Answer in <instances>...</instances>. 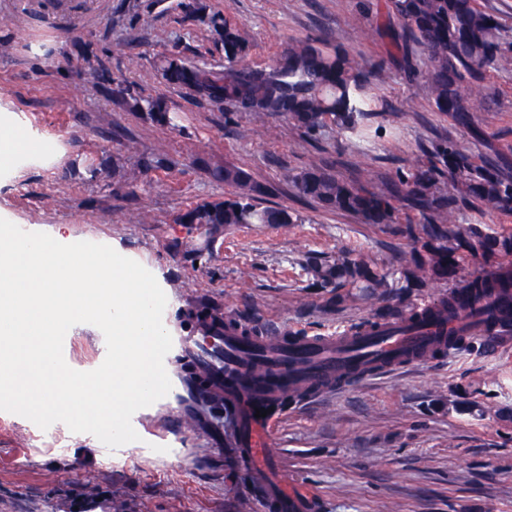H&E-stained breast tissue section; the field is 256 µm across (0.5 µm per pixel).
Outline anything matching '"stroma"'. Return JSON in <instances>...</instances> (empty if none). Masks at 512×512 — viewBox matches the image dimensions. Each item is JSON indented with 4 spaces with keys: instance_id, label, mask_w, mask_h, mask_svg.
Wrapping results in <instances>:
<instances>
[{
    "instance_id": "obj_1",
    "label": "stroma",
    "mask_w": 512,
    "mask_h": 512,
    "mask_svg": "<svg viewBox=\"0 0 512 512\" xmlns=\"http://www.w3.org/2000/svg\"><path fill=\"white\" fill-rule=\"evenodd\" d=\"M383 0H205L251 44L249 62H272L294 40L343 45L359 64H379L369 93L379 124L397 132L360 146L336 131L321 145L283 120L217 109L162 82L156 61L223 59L209 28L185 18L180 0H0V129L20 132L26 151L0 168V218L29 232L68 225L72 240L106 244L139 262L175 300L168 326L210 298L268 329L328 334L389 305L388 297L336 304L308 287L299 262L311 252L363 254L395 269L409 240L396 225L360 224L296 198L283 174L329 155L335 171L380 188L414 161L420 143L448 132L424 78H408L380 36ZM97 69L99 82L87 78ZM162 95L178 128L144 120L113 100L112 84ZM489 141L512 162V69L487 73L476 90ZM163 154L168 169L129 193L112 177L115 154ZM200 156L248 169L263 204L299 211L301 224L225 229L199 260L184 257L188 205L223 199L230 186L193 164ZM66 363L97 368L102 332L72 327ZM184 365L171 391L142 413V441L105 451L95 436L57 422L46 430L0 411V512H70L73 497L107 499V512H264L231 469L235 446L215 442L219 409L189 394ZM271 451L295 492L317 512H512V354L487 359L479 345L451 349L412 368L373 377L331 396L290 404L271 431Z\"/></svg>"
}]
</instances>
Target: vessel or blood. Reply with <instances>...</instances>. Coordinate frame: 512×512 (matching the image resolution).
<instances>
[{
    "label": "vessel or blood",
    "mask_w": 512,
    "mask_h": 512,
    "mask_svg": "<svg viewBox=\"0 0 512 512\" xmlns=\"http://www.w3.org/2000/svg\"><path fill=\"white\" fill-rule=\"evenodd\" d=\"M482 306L496 324L480 339L489 355L512 345V326L502 322L512 309L511 296H490ZM459 321L406 319L388 323L369 336L343 331L314 336H248L225 326L223 334L177 336L169 358L195 355L206 368V379L223 390L238 423L237 443L252 472L261 474L264 495L276 512H312V498L293 493L272 464L270 429L278 414L272 409L276 394L293 389L320 396L347 389L381 371L421 363V354L446 345L448 333ZM266 416H259V409Z\"/></svg>",
    "instance_id": "b4317fda"
}]
</instances>
